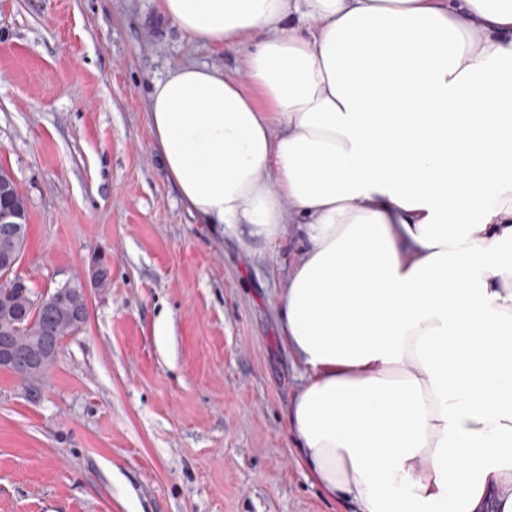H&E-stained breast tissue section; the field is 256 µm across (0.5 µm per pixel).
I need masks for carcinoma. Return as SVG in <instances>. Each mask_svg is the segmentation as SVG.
Masks as SVG:
<instances>
[{"mask_svg": "<svg viewBox=\"0 0 512 512\" xmlns=\"http://www.w3.org/2000/svg\"><path fill=\"white\" fill-rule=\"evenodd\" d=\"M0 181L8 185L9 192L0 199L3 208L26 209V201L18 191L15 183L11 182L8 172L0 168ZM30 296L20 291H7V285H0V308L22 310L29 306ZM87 307L86 297L82 294H71L65 297L49 316H38L32 322H18L11 325L0 320V339L5 338L9 344L20 352H27L39 345L45 339L46 328H51L58 341L66 337L70 313L75 309Z\"/></svg>", "mask_w": 512, "mask_h": 512, "instance_id": "1", "label": "carcinoma"}]
</instances>
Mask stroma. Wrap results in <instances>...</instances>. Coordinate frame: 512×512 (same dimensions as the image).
Segmentation results:
<instances>
[{
  "label": "stroma",
  "mask_w": 512,
  "mask_h": 512,
  "mask_svg": "<svg viewBox=\"0 0 512 512\" xmlns=\"http://www.w3.org/2000/svg\"><path fill=\"white\" fill-rule=\"evenodd\" d=\"M223 51L154 0H0V167L27 204L19 273L53 288L112 262L39 396L0 370V512H352L298 465L304 376L275 322L303 240L245 254L166 180L152 82Z\"/></svg>",
  "instance_id": "1"
}]
</instances>
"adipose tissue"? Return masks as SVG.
I'll return each instance as SVG.
<instances>
[{
	"label": "adipose tissue",
	"mask_w": 512,
	"mask_h": 512,
	"mask_svg": "<svg viewBox=\"0 0 512 512\" xmlns=\"http://www.w3.org/2000/svg\"><path fill=\"white\" fill-rule=\"evenodd\" d=\"M243 74L153 83L161 168L278 293L298 462L355 512H512V0H158Z\"/></svg>",
	"instance_id": "adipose-tissue-1"
}]
</instances>
